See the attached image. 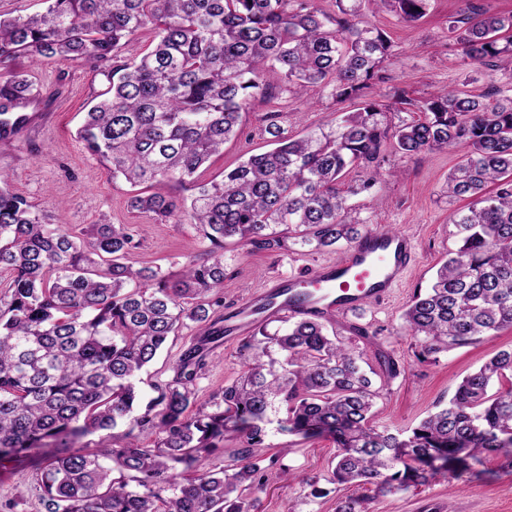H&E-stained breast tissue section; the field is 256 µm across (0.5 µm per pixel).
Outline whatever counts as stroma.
Segmentation results:
<instances>
[{
  "instance_id": "stroma-1",
  "label": "stroma",
  "mask_w": 512,
  "mask_h": 512,
  "mask_svg": "<svg viewBox=\"0 0 512 512\" xmlns=\"http://www.w3.org/2000/svg\"><path fill=\"white\" fill-rule=\"evenodd\" d=\"M512 11V0H431L428 14L415 23L400 20L394 13L378 9L371 0L364 7L366 20L385 30L392 41L394 55L387 61L388 80L377 86L380 94L405 90L409 97H425L439 88L459 90L483 97L495 105L493 89L512 77L486 67L464 65L460 48L448 31L450 17L467 12L469 7ZM17 71L29 74L39 94L49 104L44 124L35 125L17 139L0 145V173L10 188L25 197L36 211L47 214L50 223L75 232L94 224H125L132 227L138 243L127 258L134 267H161L165 273H180L195 256L204 252L206 242L195 225L159 222L132 211L128 206L131 188L112 179L108 171L76 137L88 105L104 91V76L81 62H49L33 66L19 59ZM268 82L274 100L256 99L243 116L240 135L225 143L222 156L214 158L206 178H213L243 159L247 153L266 149L268 136L264 117L279 110L290 133L306 132L333 122L338 113L350 110V103H338L312 91L294 96L280 89L277 74ZM457 152L431 151L404 156L389 153L388 164L396 176L386 178L370 194L351 197L352 218H370L373 225H389L408 234L417 249L419 266L404 287L357 315L342 314L327 323L328 330L355 353L368 367L378 365V352L392 355L404 370L385 386L376 401L374 422L390 430H405L433 412L438 403L448 402L461 379L478 368L497 351L512 346V329L485 337L480 343L440 354L437 361L420 362L414 356L415 341L401 328L402 314L417 290L425 289L437 269L457 247L455 228L449 217L454 209L446 194L448 174L457 162ZM347 251L346 245L322 252L299 253L293 250L270 252L238 243L225 249L224 305L234 306L245 296L261 291L267 281L280 275L304 276L321 262L334 261ZM366 328L359 337L358 328ZM195 326L181 328L170 337L166 348L142 373L141 389L153 398V386L171 380L178 358L192 338ZM242 340L211 347L207 366L196 384L199 401L221 394L226 383L245 370ZM266 441L278 456L281 467L292 474L280 480L268 475L256 491V512H334L336 497L309 496L306 478L314 477L327 486L330 463L336 455L331 439L320 438L293 444L291 435L269 425ZM47 451L35 448L19 460L0 461V512H44L38 479L40 464ZM500 458H491L483 474L459 480L456 490L446 482L412 489L388 497H371L370 487L362 494L371 501L369 512H512V470L500 467Z\"/></svg>"
}]
</instances>
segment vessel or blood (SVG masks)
Returning <instances> with one entry per match:
<instances>
[{
	"mask_svg": "<svg viewBox=\"0 0 512 512\" xmlns=\"http://www.w3.org/2000/svg\"><path fill=\"white\" fill-rule=\"evenodd\" d=\"M36 118L32 112L0 115V139L9 141ZM417 264L414 243L400 233L365 235L341 259L319 265L309 276H281L242 299L225 315V337L240 336L255 323L295 316L328 319L355 313L399 287Z\"/></svg>",
	"mask_w": 512,
	"mask_h": 512,
	"instance_id": "b4317fda",
	"label": "vessel or blood"
}]
</instances>
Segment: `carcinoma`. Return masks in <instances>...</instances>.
Listing matches in <instances>:
<instances>
[{"instance_id": "carcinoma-1", "label": "carcinoma", "mask_w": 512, "mask_h": 512, "mask_svg": "<svg viewBox=\"0 0 512 512\" xmlns=\"http://www.w3.org/2000/svg\"><path fill=\"white\" fill-rule=\"evenodd\" d=\"M365 2L335 0L325 11L314 0H45L41 13L0 16V114L4 101L36 94L12 68L21 57L104 72L108 86L79 138L112 178L130 184L131 209L183 218L208 242L176 278L135 269L126 263L136 247L126 225L94 224L78 236L46 223L0 175V268L12 272L0 291V460L59 449L40 475L45 512H254L250 494L278 462L262 453L276 414L279 429L302 442L336 443V512H368L365 499L344 494L355 485L384 497L473 474L494 456L512 467V347L415 427L393 433L372 423L379 391L360 356L320 320L294 317L272 333L259 325L243 345V374L198 402L196 380L219 330L227 240L272 252L357 242L369 220H348V196L376 187L390 148L463 149L448 196L471 199L450 216L459 246L404 311L403 329L420 344L415 357L512 329V82L497 89L493 107L462 92H396L395 103L419 113L399 118L371 94L386 81L390 43L362 20ZM372 2L412 23L430 0ZM448 29L465 64L512 71V12L451 18ZM141 34L147 48L124 56ZM269 70L292 93L317 88L356 108L300 138L270 111L272 149L219 180L202 179L252 102L269 97ZM356 168L364 179L342 188ZM188 321L199 336L144 401L140 375ZM379 364L385 384L400 374L387 353ZM120 428L116 448L82 445ZM153 433L158 440L144 444ZM227 436L239 442L234 463L206 469Z\"/></svg>"}]
</instances>
